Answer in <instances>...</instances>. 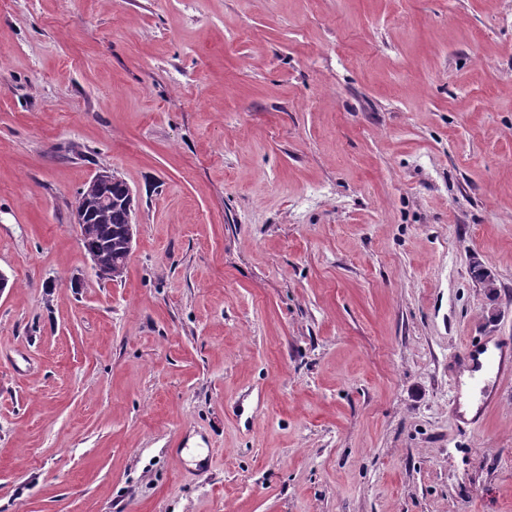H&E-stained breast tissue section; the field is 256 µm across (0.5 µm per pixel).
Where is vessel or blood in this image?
Wrapping results in <instances>:
<instances>
[{
  "label": "vessel or blood",
  "mask_w": 512,
  "mask_h": 512,
  "mask_svg": "<svg viewBox=\"0 0 512 512\" xmlns=\"http://www.w3.org/2000/svg\"><path fill=\"white\" fill-rule=\"evenodd\" d=\"M456 364L470 377V392L477 401L478 413H485L494 402L493 381L512 376V345L480 343L466 347Z\"/></svg>",
  "instance_id": "b4317fda"
}]
</instances>
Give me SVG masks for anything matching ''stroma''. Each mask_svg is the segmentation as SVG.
Returning <instances> with one entry per match:
<instances>
[{"label": "stroma", "instance_id": "1", "mask_svg": "<svg viewBox=\"0 0 512 512\" xmlns=\"http://www.w3.org/2000/svg\"><path fill=\"white\" fill-rule=\"evenodd\" d=\"M0 270V512H512V0H0ZM126 185L122 179L114 182L109 176L107 180L97 183L90 180L78 192L75 202L76 209L84 207L87 213V222L84 224L83 211H75L76 224L80 229V240L82 231L87 224L90 228V233L82 243L83 247L112 253V261L106 259L101 252L92 250L86 252L83 249L89 256L96 272L103 277H108L112 282L119 281V273L112 270V267L114 269L122 264L124 277L129 253L133 248L136 224H133L132 221L129 223L132 211L129 208ZM123 227L129 253L123 243L124 237L121 233ZM488 344L485 342L466 347L456 361L458 368L469 373L470 392L478 405L475 417L483 415L495 401L491 378L494 376L499 384L512 375V345L494 343V349H490Z\"/></svg>", "mask_w": 512, "mask_h": 512}]
</instances>
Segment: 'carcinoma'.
<instances>
[{
    "instance_id": "obj_1",
    "label": "carcinoma",
    "mask_w": 512,
    "mask_h": 512,
    "mask_svg": "<svg viewBox=\"0 0 512 512\" xmlns=\"http://www.w3.org/2000/svg\"><path fill=\"white\" fill-rule=\"evenodd\" d=\"M76 208H86L90 233L83 247L98 249L112 254V267L127 265L129 253L124 245L123 227L129 223V208L126 183L123 180L87 182L78 192Z\"/></svg>"
}]
</instances>
